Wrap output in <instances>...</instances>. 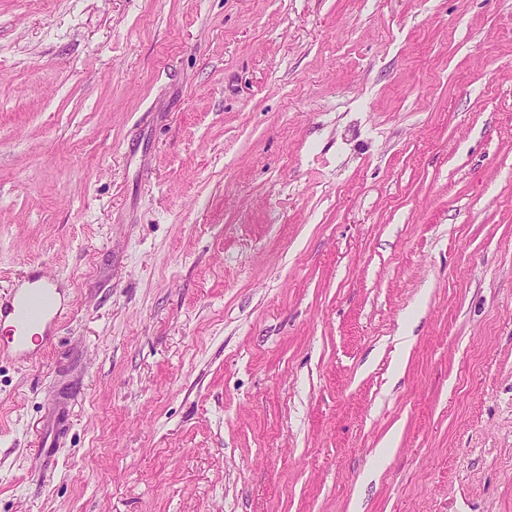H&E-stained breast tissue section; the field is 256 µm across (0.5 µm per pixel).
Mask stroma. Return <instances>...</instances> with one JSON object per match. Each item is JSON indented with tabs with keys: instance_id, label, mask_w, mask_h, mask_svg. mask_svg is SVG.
Listing matches in <instances>:
<instances>
[{
	"instance_id": "35a3bbf8",
	"label": "stroma",
	"mask_w": 512,
	"mask_h": 512,
	"mask_svg": "<svg viewBox=\"0 0 512 512\" xmlns=\"http://www.w3.org/2000/svg\"><path fill=\"white\" fill-rule=\"evenodd\" d=\"M36 262L0 512H512V0H0ZM58 291L55 280L33 267L24 288L14 287L8 294L0 295V324L12 323L10 336L2 340L0 351L28 358L36 347L40 350L52 343L63 315L57 302ZM33 331L37 332L32 334ZM36 338L40 342L31 348L30 342L36 343Z\"/></svg>"
}]
</instances>
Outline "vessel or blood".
<instances>
[{
  "label": "vessel or blood",
  "instance_id": "1",
  "mask_svg": "<svg viewBox=\"0 0 512 512\" xmlns=\"http://www.w3.org/2000/svg\"><path fill=\"white\" fill-rule=\"evenodd\" d=\"M57 295L55 280L36 267L31 268L24 287L0 295V324L10 326L0 347L14 357L25 358L31 352V341H38L43 348L51 344L63 315Z\"/></svg>",
  "mask_w": 512,
  "mask_h": 512
}]
</instances>
